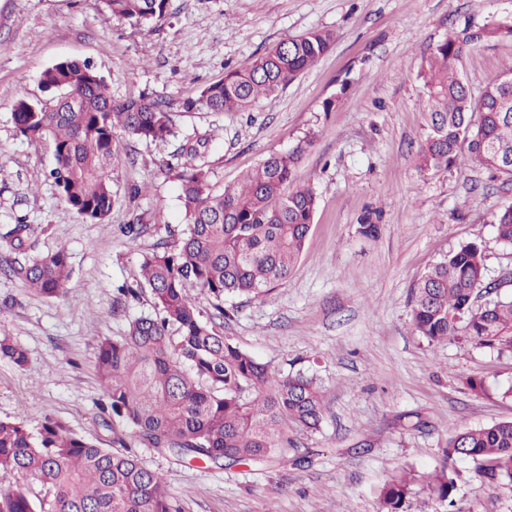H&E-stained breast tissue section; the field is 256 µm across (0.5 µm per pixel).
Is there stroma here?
Instances as JSON below:
<instances>
[{"mask_svg":"<svg viewBox=\"0 0 512 512\" xmlns=\"http://www.w3.org/2000/svg\"><path fill=\"white\" fill-rule=\"evenodd\" d=\"M492 21H512V0H169L146 27L113 17L103 0H0V252L14 225H40L36 252L66 248L71 266L57 299L0 273V333L29 357L23 369L0 359V419L36 428L50 416L111 447L97 345L153 311L149 294L121 301L116 289L135 284L144 254L186 224L166 164L188 141L219 189L303 146L295 180L314 189L317 210L302 256L265 297H225L223 332L276 372L313 375L324 413L317 431H294L280 465L217 467L140 449L180 512H379L381 487L402 468H441L457 427L512 420V355L428 344L411 321L415 281L460 244L485 245L489 278L512 272V247L492 225L512 204V184L478 167L427 172L417 162L426 55L448 28ZM313 28L335 31L334 45L251 111L175 113L178 137L165 143L119 137L118 202L103 222L62 200L49 176L51 144L16 134L14 103L47 102L39 76L57 61L90 63L113 98L148 92L176 104ZM511 64L512 38L488 41L461 73L477 96ZM370 210L380 215L373 237L359 231ZM133 222L146 226L134 242L120 231ZM470 376L485 380L486 394L470 392ZM408 412L425 426H404ZM456 468L458 512H512V487L482 484L473 461Z\"/></svg>","mask_w":512,"mask_h":512,"instance_id":"1","label":"stroma"}]
</instances>
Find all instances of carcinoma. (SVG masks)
<instances>
[{"label":"carcinoma","instance_id":"1","mask_svg":"<svg viewBox=\"0 0 512 512\" xmlns=\"http://www.w3.org/2000/svg\"><path fill=\"white\" fill-rule=\"evenodd\" d=\"M169 0H105L112 16L145 26L163 17ZM512 37V23L492 22L482 39L467 29L448 32L429 51L423 66L429 125L418 153L423 171L478 165L506 184L512 163V113L497 110L512 102V65L472 96L460 74L464 55L481 42ZM336 34L311 29L279 41L244 70L204 86L183 100L184 112H248L286 87L330 49ZM52 104L20 99L13 106L17 132L54 149L53 179L65 203L82 219L104 220L117 197L112 190L114 138L119 132L145 141L177 137L173 106L140 94L114 99L102 76L87 62L62 60L40 79ZM304 151L274 154L240 183L215 189L210 168L194 147L179 174L186 228L171 232L172 245L143 256L136 286L123 296L149 293L154 314L130 321L124 335L103 338L95 370L107 396L102 418L112 432L103 448L53 417L33 430L22 420H0V472L30 477L36 495L18 485L0 493V512H178L167 480L145 465L136 448H152L180 460L226 467L283 459L288 428L315 431L323 401L314 378L302 371L281 375L259 362L216 329L224 317V296L261 299L288 279L303 251L317 208L313 189L293 185ZM496 240L512 246V205L493 216ZM30 224L7 233L17 257L3 271L37 294L59 298L71 277L64 247L31 254ZM212 298L203 315L192 291ZM495 293L480 306V294ZM414 332L431 344L464 339L512 354V296L498 293L487 276L484 247L460 245L429 266L412 289ZM0 358L23 368L26 350L0 336ZM447 466L420 477L409 469L380 492V512H405L422 482L442 504L455 506L454 462L470 458L488 486L512 485V420L468 427L448 437Z\"/></svg>","mask_w":512,"mask_h":512}]
</instances>
